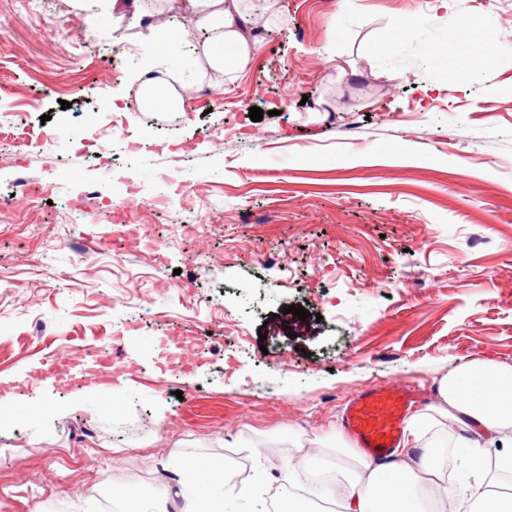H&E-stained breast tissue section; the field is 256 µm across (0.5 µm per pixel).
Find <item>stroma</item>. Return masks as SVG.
<instances>
[{
    "label": "stroma",
    "instance_id": "1",
    "mask_svg": "<svg viewBox=\"0 0 512 512\" xmlns=\"http://www.w3.org/2000/svg\"><path fill=\"white\" fill-rule=\"evenodd\" d=\"M151 4L152 29L107 40L75 0H0V385L48 358L60 373L32 387L42 418L0 431V512H101L117 487L135 512L190 458L223 460L226 512H254L363 390L426 405L450 369L512 365V0H255L250 64L164 114L134 98L151 32L203 34L179 0ZM467 16L503 33L487 84L429 64ZM116 113L134 160L70 150ZM384 145L405 159L374 162ZM162 340L205 353L168 364ZM95 346L124 395L72 405L69 352Z\"/></svg>",
    "mask_w": 512,
    "mask_h": 512
}]
</instances>
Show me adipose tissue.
Masks as SVG:
<instances>
[{"label": "adipose tissue", "mask_w": 512, "mask_h": 512, "mask_svg": "<svg viewBox=\"0 0 512 512\" xmlns=\"http://www.w3.org/2000/svg\"><path fill=\"white\" fill-rule=\"evenodd\" d=\"M195 26L208 32L200 50L173 55L176 34L157 35L167 64L148 63L136 91L140 109L179 112L193 83L208 73L232 75L244 70L263 41L246 0H180ZM498 30L470 17L448 35L457 47L456 71L488 83L497 74ZM191 67L192 81L179 77ZM437 400L412 414L394 460L379 462L344 437L336 439L339 479L328 484L324 498L345 500L350 512H435L434 488L449 479L461 512H512V491L489 475L490 463L512 471V366L491 358L452 369L438 381ZM451 434L462 461L457 475L447 476L441 433ZM192 484L178 489V503L167 495L150 497L141 512H224V465L186 462Z\"/></svg>", "instance_id": "obj_1"}]
</instances>
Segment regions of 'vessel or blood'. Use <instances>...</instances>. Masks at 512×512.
Instances as JSON below:
<instances>
[{"instance_id": "obj_1", "label": "vessel or blood", "mask_w": 512, "mask_h": 512, "mask_svg": "<svg viewBox=\"0 0 512 512\" xmlns=\"http://www.w3.org/2000/svg\"><path fill=\"white\" fill-rule=\"evenodd\" d=\"M70 380L77 386H112L111 364L99 358L92 368L72 373ZM420 392L409 385H376L347 403L344 422L359 447L374 456L389 455L400 440L406 418Z\"/></svg>"}]
</instances>
